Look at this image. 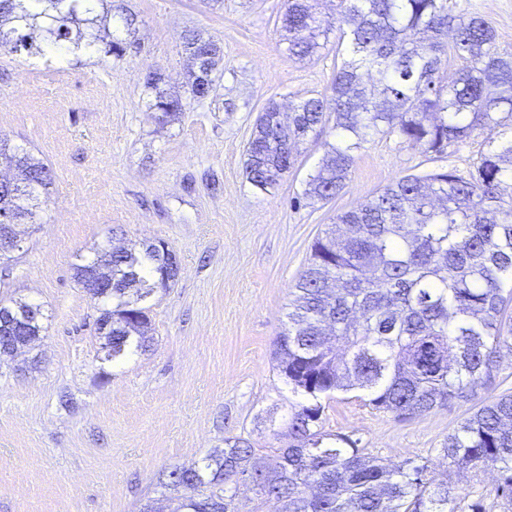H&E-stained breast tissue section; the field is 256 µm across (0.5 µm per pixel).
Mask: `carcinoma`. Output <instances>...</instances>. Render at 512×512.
I'll return each mask as SVG.
<instances>
[{"label":"carcinoma","mask_w":512,"mask_h":512,"mask_svg":"<svg viewBox=\"0 0 512 512\" xmlns=\"http://www.w3.org/2000/svg\"><path fill=\"white\" fill-rule=\"evenodd\" d=\"M314 0H288L282 37L288 56L314 57L336 32L346 58L332 97L293 104L281 131L277 103H267L247 148L246 174L260 189L295 165L298 144L319 137L334 119L336 142L306 182L310 203L329 201L347 186L354 152L367 138L396 136L424 154L441 156L478 130L500 139L473 162L465 178L453 169L406 175L360 206L336 215L310 247L306 269L288 303V324L273 352L294 393L306 396L288 423V447L257 456L242 438L224 439L200 462L173 465L160 485L174 494L173 512H239L240 483L253 485L275 512H455L448 482L428 466L389 463L342 435L320 428L321 396L364 391L369 404L398 415H421L469 401L489 388L501 352L512 353V53L494 50L486 21L449 13L444 0H336V18ZM110 0H0V48L39 53L67 46L120 56L105 26ZM465 62L448 71V49ZM185 52L209 56L210 72L190 71L193 98L213 92L221 48L199 32ZM158 73L148 111L166 123L182 99L160 90ZM12 184H0V220L33 224L53 184L50 168L13 149ZM102 254L75 267V278L112 320L117 362L150 347L144 302L157 288L164 258L112 248V287L90 288ZM42 320L0 335L6 344L39 336ZM459 470L496 472L495 498L512 512V394L503 393L465 419L440 449Z\"/></svg>","instance_id":"obj_1"}]
</instances>
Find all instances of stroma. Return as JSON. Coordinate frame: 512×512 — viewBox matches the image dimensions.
Returning a JSON list of instances; mask_svg holds the SVG:
<instances>
[{"label":"stroma","instance_id":"stroma-1","mask_svg":"<svg viewBox=\"0 0 512 512\" xmlns=\"http://www.w3.org/2000/svg\"><path fill=\"white\" fill-rule=\"evenodd\" d=\"M134 19L113 17L122 56L93 62L0 48V137L53 171L50 201L19 250L0 261V299L39 304L44 331L34 348L0 362V512H142L163 500L165 468L189 464L225 438L244 437L261 454L288 444L296 397L272 352L287 322L290 292L314 238L337 213L392 181L438 168L466 176L489 130L432 159L397 137H372L355 153L345 190L309 204L305 183L332 131L299 147L291 172L262 191L246 178V148L268 101L282 108L307 96L330 98L343 57L335 43L318 56L289 58L280 19L287 0H122ZM476 16L512 52V0H447ZM198 31L222 49L215 91H187L182 37ZM180 95L177 120L159 125L147 110V72ZM141 248L164 241L178 280L145 305L152 346L117 362L103 358L98 304L76 282L110 240ZM512 390V357L477 399L400 417L353 394L325 401L322 431L358 440L376 457L428 463L479 404ZM494 474L451 483L456 506L484 499Z\"/></svg>","mask_w":512,"mask_h":512}]
</instances>
